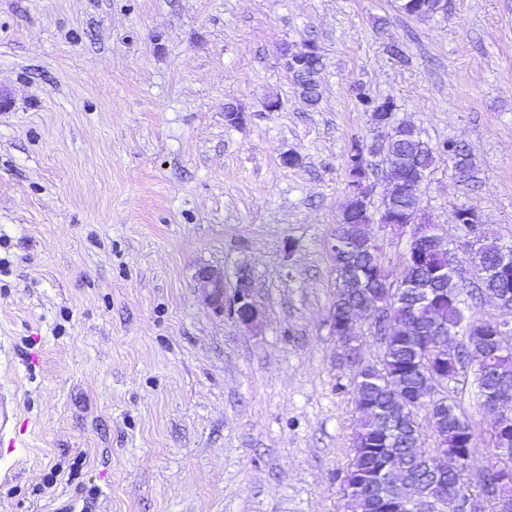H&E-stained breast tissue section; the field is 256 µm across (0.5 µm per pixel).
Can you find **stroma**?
<instances>
[{
  "label": "stroma",
  "instance_id": "35a3bbf8",
  "mask_svg": "<svg viewBox=\"0 0 512 512\" xmlns=\"http://www.w3.org/2000/svg\"><path fill=\"white\" fill-rule=\"evenodd\" d=\"M310 41L313 107L281 59ZM362 93L469 149L477 182L439 153L420 196L449 245L464 203L512 246V0H0V387L28 441H0V512H351L327 243ZM453 396L475 483L489 418L473 376ZM396 8L399 12L420 20L448 15L447 0H398ZM203 302L216 311L224 310V271L211 266L200 267L196 274ZM235 298H234V313L239 322L244 325H250L258 318V310L254 306L249 291L244 285V277L239 278Z\"/></svg>",
  "mask_w": 512,
  "mask_h": 512
}]
</instances>
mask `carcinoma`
<instances>
[{
  "mask_svg": "<svg viewBox=\"0 0 512 512\" xmlns=\"http://www.w3.org/2000/svg\"><path fill=\"white\" fill-rule=\"evenodd\" d=\"M399 12L420 20L448 14V0H397ZM321 58L311 46L303 70L292 74L301 98L309 105L319 100V71L311 61ZM372 144L352 143L346 159L348 180L366 177L365 160ZM380 154L386 181L400 185L412 179V166L430 173L433 149L420 131L408 124L384 137ZM455 166L465 171L463 180L477 181V170L468 151L462 150ZM416 199L407 192L383 198L377 220L394 224L415 208ZM371 199L347 196L345 218L338 221L336 252L331 254L336 274V293L330 318L336 332H342L350 315L374 294L385 303L383 317L388 336H374L382 346L378 363H368L362 353L366 339L361 329L341 336L355 361L352 394L359 424L352 443V458L340 472V492L353 512H395V500L405 492L426 500L437 489L436 462L440 449L425 447V430L434 442L444 440L460 459L448 467L443 478L440 512H459L458 492L465 485L474 432L455 400L448 396L451 385L460 381L471 364H476L474 381L488 415L497 406L512 408V350L495 351L489 337L512 333V268L500 277L489 276L486 267L496 264L503 246L478 222L476 240L482 263L475 266L476 286L471 297L476 302L500 296L502 314L482 317L462 295L463 279L446 272L453 250L434 236H422L414 253L405 257L402 269L390 281L383 279L385 267L380 248L363 246L366 235L362 214L371 210ZM471 331L467 343L448 353L439 365L431 360L430 345L456 334ZM440 390L444 402L435 400ZM428 425H423L420 413ZM499 435H491L496 463L484 471L472 491L487 501L491 512H498L501 499L512 500V420L497 423Z\"/></svg>",
  "mask_w": 512,
  "mask_h": 512,
  "instance_id": "carcinoma-1",
  "label": "carcinoma"
}]
</instances>
